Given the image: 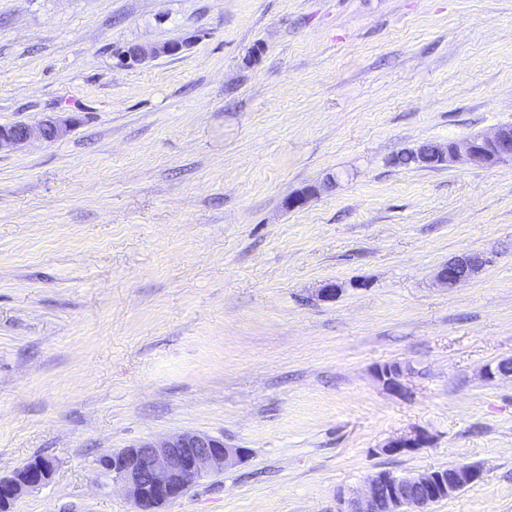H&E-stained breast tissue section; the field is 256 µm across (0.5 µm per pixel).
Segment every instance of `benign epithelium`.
I'll use <instances>...</instances> for the list:
<instances>
[{
  "instance_id": "1",
  "label": "benign epithelium",
  "mask_w": 512,
  "mask_h": 512,
  "mask_svg": "<svg viewBox=\"0 0 512 512\" xmlns=\"http://www.w3.org/2000/svg\"><path fill=\"white\" fill-rule=\"evenodd\" d=\"M183 43L170 41L154 46H133L118 55L123 65L134 66L159 56L180 53ZM78 122L75 116L47 117L29 125H0V146L22 145L32 139L54 141L67 135ZM412 159L437 168L462 158L494 166L512 161V125H501L490 133H478L462 140H450L445 148L426 142L410 151ZM488 262L480 255L456 256L440 269L438 282L456 288ZM385 388L395 394L405 393L404 367L387 363L376 369ZM429 443L422 431H413L391 441L386 450L393 453L413 451ZM241 459V451L224 444V439L200 432H180L160 442L143 441L122 448L98 460L100 470L107 472L112 483L119 485L134 503L137 512L153 509L184 494L197 481L224 471ZM53 472V462L33 458L8 478H0V512L24 493L46 484ZM479 469L459 464L448 469L425 470L407 476H392L379 471L368 480L365 491L356 496L339 498L336 512H380L387 503L393 512H425L442 497L449 498L479 480Z\"/></svg>"
}]
</instances>
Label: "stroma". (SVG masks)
Wrapping results in <instances>:
<instances>
[{
  "label": "stroma",
  "instance_id": "1",
  "mask_svg": "<svg viewBox=\"0 0 512 512\" xmlns=\"http://www.w3.org/2000/svg\"><path fill=\"white\" fill-rule=\"evenodd\" d=\"M60 113L0 148V476L54 464L10 512H135L97 460L187 431L243 459L160 512L458 464L430 512H512V162H391L512 124V0H0V125ZM462 253L489 261L440 287ZM184 44L179 41H170L161 45L143 46L137 45L128 48L118 55L119 61L123 65L134 66L141 64L147 59H153L159 56H172L180 53ZM78 122L75 116L47 117L37 124L0 125V148L4 144L22 145L32 139L54 141L67 135ZM376 375L387 390L398 395H403L406 392L403 384L405 369L400 363L381 365L376 369ZM429 443V437L422 431H413L408 434L401 435L391 441L386 450L393 453H401L413 451L416 448H423Z\"/></svg>",
  "mask_w": 512,
  "mask_h": 512
}]
</instances>
